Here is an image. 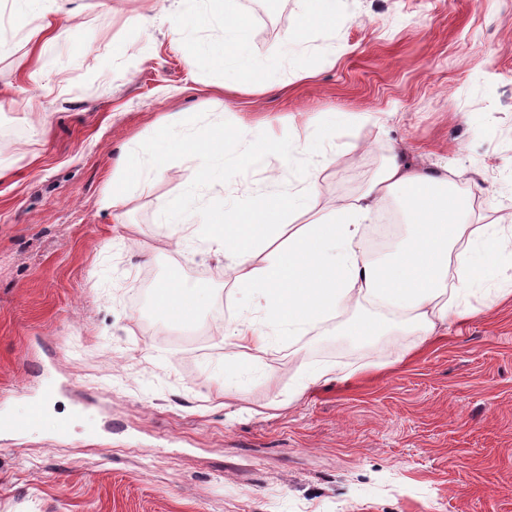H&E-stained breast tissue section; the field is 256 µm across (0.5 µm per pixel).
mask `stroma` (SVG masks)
<instances>
[{"label": "stroma", "mask_w": 512, "mask_h": 512, "mask_svg": "<svg viewBox=\"0 0 512 512\" xmlns=\"http://www.w3.org/2000/svg\"><path fill=\"white\" fill-rule=\"evenodd\" d=\"M57 3L66 35L39 58L0 0V413L26 418L59 389L37 425L0 434V512H512V255L489 276L502 294L473 289L433 340L385 313L363 344L344 333L368 312L353 305L303 336L261 321L270 349L230 373L224 326L252 309L204 246L176 250L159 224L196 166L167 157L118 210L101 205L165 114L205 135L248 122L267 154L253 171L225 147L232 174L199 224L312 172L313 156L280 150L306 131L336 151L318 206L359 193L396 147L461 171L508 223L512 0H343L313 29L309 0H200L247 18L259 63L307 74L266 92L243 74L232 93L195 58L221 24L176 43L159 0ZM175 276L212 290L188 328L154 303ZM303 363L335 377L301 389Z\"/></svg>", "instance_id": "stroma-1"}]
</instances>
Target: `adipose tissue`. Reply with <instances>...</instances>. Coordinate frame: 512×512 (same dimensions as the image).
Listing matches in <instances>:
<instances>
[{"label":"adipose tissue","mask_w":512,"mask_h":512,"mask_svg":"<svg viewBox=\"0 0 512 512\" xmlns=\"http://www.w3.org/2000/svg\"><path fill=\"white\" fill-rule=\"evenodd\" d=\"M223 24V42L202 46L199 57L232 75L261 69L264 87L279 84L278 64L260 68L251 57L247 21L228 14ZM171 151L202 165L201 186L224 181L226 172L215 163L223 145L165 122L139 160V180L159 176ZM314 191L308 176L300 188L250 199L207 224L193 223L190 191L180 204L162 205L161 215L169 240L179 246L198 240L224 257L232 291L251 296L292 336L306 335L355 301L387 309L408 334L429 339L456 315L460 299L483 280L507 241L503 225L483 223L472 192L460 191L447 168L412 165L395 149L359 194L317 211L311 205ZM390 200L403 204L407 228L387 252L375 256L361 247L362 230ZM290 214L308 221L286 225ZM156 304L187 325L199 309L195 290L174 279L160 289ZM268 348L257 323L237 322L224 332V368L239 370Z\"/></svg>","instance_id":"adipose-tissue-1"}]
</instances>
